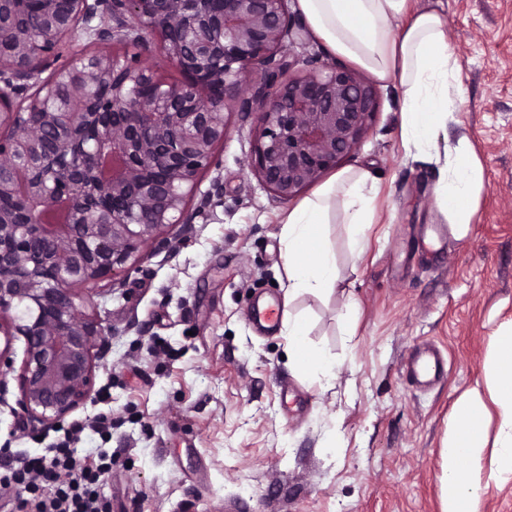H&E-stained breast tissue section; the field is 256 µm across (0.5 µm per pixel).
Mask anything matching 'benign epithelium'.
I'll use <instances>...</instances> for the list:
<instances>
[{
	"instance_id": "benign-epithelium-1",
	"label": "benign epithelium",
	"mask_w": 512,
	"mask_h": 512,
	"mask_svg": "<svg viewBox=\"0 0 512 512\" xmlns=\"http://www.w3.org/2000/svg\"><path fill=\"white\" fill-rule=\"evenodd\" d=\"M292 0H0V392L24 340L17 404L50 426L90 398L108 329L97 285L169 227L189 233L224 204L205 191L228 115L253 121L250 168L272 201L318 182L364 137L374 84L299 56ZM98 24H93V21ZM94 51L63 45L78 31ZM160 55L182 79L140 62ZM51 70L49 77L41 74ZM68 109L43 104L56 83ZM92 86L108 88L101 103Z\"/></svg>"
}]
</instances>
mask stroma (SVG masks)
<instances>
[{"label": "stroma", "instance_id": "stroma-1", "mask_svg": "<svg viewBox=\"0 0 512 512\" xmlns=\"http://www.w3.org/2000/svg\"><path fill=\"white\" fill-rule=\"evenodd\" d=\"M443 9L465 101L449 136L467 134L488 188L464 239L433 203L434 165L408 157L400 138L402 89L378 85L379 109L336 169H364L380 186L376 222L360 257L332 228L342 287L359 310L340 336L337 304L306 296L307 341L338 363L317 381L287 357L279 331L260 334L248 310L286 299L280 224L248 160L253 125L230 117L216 156L224 204L173 251L144 246L114 289L95 295L112 330L95 388L69 421L112 416V435L86 434L114 465L101 489L112 512H441L442 443L455 402L483 380L492 338L512 323V0H414ZM166 352L152 354L153 342ZM434 343L448 373L428 390L402 366ZM0 447L41 453L55 428L18 415L8 375Z\"/></svg>", "mask_w": 512, "mask_h": 512}]
</instances>
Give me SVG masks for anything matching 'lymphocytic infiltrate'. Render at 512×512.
<instances>
[{"instance_id": "1", "label": "lymphocytic infiltrate", "mask_w": 512, "mask_h": 512, "mask_svg": "<svg viewBox=\"0 0 512 512\" xmlns=\"http://www.w3.org/2000/svg\"><path fill=\"white\" fill-rule=\"evenodd\" d=\"M81 427H74L47 448L45 455L21 457L0 448V493H26L20 512H111L100 493V477L112 469V457H79L75 449Z\"/></svg>"}]
</instances>
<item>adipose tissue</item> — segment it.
Wrapping results in <instances>:
<instances>
[{"instance_id": "adipose-tissue-1", "label": "adipose tissue", "mask_w": 512, "mask_h": 512, "mask_svg": "<svg viewBox=\"0 0 512 512\" xmlns=\"http://www.w3.org/2000/svg\"><path fill=\"white\" fill-rule=\"evenodd\" d=\"M312 35L378 81H398L403 96L401 137L409 155L435 164V204L455 239L466 236L487 183L467 135L452 138L448 125L463 104L459 65L444 15L413 8L411 0H297ZM379 189L362 171H347L288 209L282 220L287 296L331 298L339 291L329 225H341L353 253L374 223ZM308 317L289 309L282 319L293 360L318 380L335 378L303 338ZM498 410L494 438L482 419ZM512 476V331L497 336L483 384L455 404V420L442 449L441 512H480L489 484Z\"/></svg>"}]
</instances>
